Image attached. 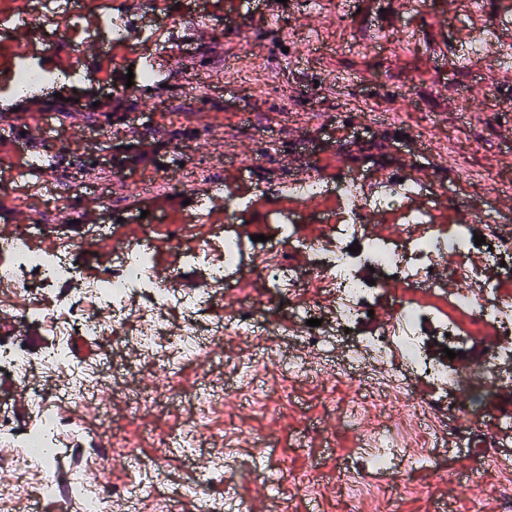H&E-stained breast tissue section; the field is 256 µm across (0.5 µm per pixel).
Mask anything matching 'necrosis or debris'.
Returning a JSON list of instances; mask_svg holds the SVG:
<instances>
[{
    "label": "necrosis or debris",
    "instance_id": "1",
    "mask_svg": "<svg viewBox=\"0 0 512 512\" xmlns=\"http://www.w3.org/2000/svg\"><path fill=\"white\" fill-rule=\"evenodd\" d=\"M384 170L370 183L355 175L328 181L313 175L292 188L289 206L267 208L256 225L259 241H243L238 212L254 204L234 187L224 190V221L213 225L201 243L188 242L179 227L167 234L184 267L196 271L194 287L160 285L154 272L160 253L151 246L158 227L139 228L141 242L124 241L111 268L88 272L80 264L85 240L66 238L46 247L36 242L0 252V287L21 306L20 323L47 328L53 342L39 359L19 342L0 338V368L26 378L32 363L59 379L53 391H38L35 420L18 425L0 411V445L18 451L19 460L34 462L21 469L17 482L0 486V512H13L18 497L76 504L78 512H112L114 500L135 494L131 485L111 482L104 474L112 453H131L142 442L135 428L144 412H176L191 398L197 416L179 424L163 452L142 460L141 471L156 481L167 462V450L194 452L211 433V417L225 394L247 391L253 400L275 403L281 413L294 410L296 386L316 367H328L335 342L349 340L346 366L330 369L322 387L335 396L343 387L365 385L360 399L342 402V422L356 429L366 414L375 428L360 439L354 461L343 477L367 468L379 478L395 479L402 462L418 461V448H437L443 436L466 444L479 426L501 433L512 429V411L487 414L476 384L488 365H512V346L491 347L465 362L468 345L495 331L512 336V240L502 236L496 217L472 209L466 218L442 221L435 210L413 206L422 185L413 176L391 182ZM332 201L328 212L319 205ZM393 217L385 231L372 233L368 218ZM483 235L475 244V235ZM453 262L444 265L442 255ZM263 280L253 294L250 277ZM222 307H215L216 297ZM386 305L390 319L376 326L370 315ZM275 309L274 317L261 313ZM294 333L310 358L287 359L288 375L271 387L229 384L211 376L202 359L212 354L226 369L241 373L248 361L212 350L225 337H254L272 361L283 359L280 336ZM86 336L139 356L138 363L106 367L103 361H73V337ZM454 357L432 353L435 342ZM153 372L155 385H133L141 367ZM470 390L472 406L457 405V394ZM126 405L122 422L112 417L113 398ZM98 402V430L80 422L85 407ZM69 448L81 465L100 469L99 489L77 480H62L55 456Z\"/></svg>",
    "mask_w": 512,
    "mask_h": 512
}]
</instances>
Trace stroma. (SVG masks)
Listing matches in <instances>:
<instances>
[{
    "instance_id": "obj_1",
    "label": "stroma",
    "mask_w": 512,
    "mask_h": 512,
    "mask_svg": "<svg viewBox=\"0 0 512 512\" xmlns=\"http://www.w3.org/2000/svg\"><path fill=\"white\" fill-rule=\"evenodd\" d=\"M146 0H83L64 18L59 0H0V109L11 123L35 126L42 111L59 119L48 140L16 151L0 136V161L50 151L48 190L0 178V223H34L44 239L87 237L91 224L110 225L127 212L149 211L178 224L191 241L206 225L186 223L188 195L223 192L229 165L248 166L244 191L259 203L281 199L289 181L314 174L389 169L426 170L449 206L470 200L498 207L512 222V0H285L275 24L265 6L244 0H173L162 21L148 23ZM147 22L146 42L113 46L116 15ZM481 37L488 58L462 59ZM34 53L53 70L77 69L76 88L39 86L13 98L21 54ZM151 59L164 82L129 77V66ZM254 67L262 78L241 84L231 70ZM132 78L128 92L116 83ZM470 110H462V100ZM303 409L282 422L274 405L226 397L209 447L232 445L238 464L212 496L232 485L243 498L270 508L275 487L311 462L341 470L356 447L336 412L317 392L301 389ZM271 435L286 458L224 438V422ZM474 448L448 441L443 453L468 478L448 488L436 470L405 472L390 484L370 472L365 512H499L487 491L511 475L512 436L474 434ZM293 512H343L341 480L289 492Z\"/></svg>"
}]
</instances>
